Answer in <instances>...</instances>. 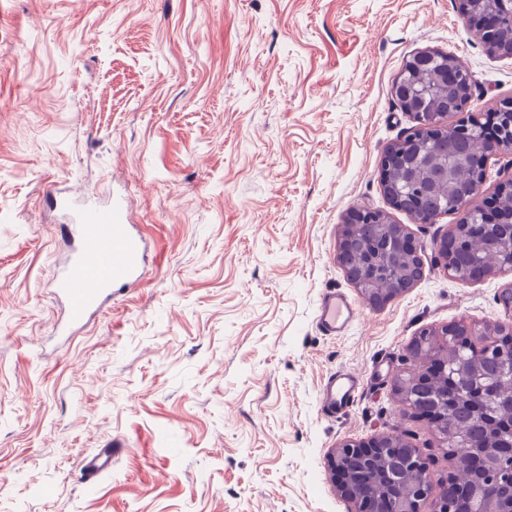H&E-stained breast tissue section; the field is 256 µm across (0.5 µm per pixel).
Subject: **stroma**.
<instances>
[{
	"label": "stroma",
	"instance_id": "stroma-1",
	"mask_svg": "<svg viewBox=\"0 0 512 512\" xmlns=\"http://www.w3.org/2000/svg\"><path fill=\"white\" fill-rule=\"evenodd\" d=\"M425 50L472 74L468 111L512 100V58L457 0H0V512H348L331 450L380 433L447 480L392 380L422 330L507 319L512 274L449 278L434 241L459 214L421 224L381 190L415 124L393 82ZM61 182L126 197L148 246L140 286L64 340ZM360 205L422 247L380 309L336 260ZM329 289L359 312L339 336L317 322ZM347 370L362 389L327 417ZM394 146H392L387 153L384 154L382 162H381V174H380V181H381V188L382 192L383 190H387L385 197L389 201V203L397 209L399 206V203L401 201V196L399 191L391 185V179L390 174L392 171L393 166L401 160L403 157H401L397 153V149ZM361 379L356 372L336 373L326 379L322 391L321 408L324 414L336 417L346 410L361 387Z\"/></svg>",
	"mask_w": 512,
	"mask_h": 512
}]
</instances>
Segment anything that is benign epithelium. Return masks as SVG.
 <instances>
[{"label": "benign epithelium", "mask_w": 512, "mask_h": 512, "mask_svg": "<svg viewBox=\"0 0 512 512\" xmlns=\"http://www.w3.org/2000/svg\"><path fill=\"white\" fill-rule=\"evenodd\" d=\"M493 0H459V12L466 24L480 30L487 52L491 55L512 58V33L504 34L498 12L492 8ZM433 52L426 51L415 55L411 66L405 70L394 87V94L401 108L411 113L416 126L408 136L413 146L416 160L406 164L409 179L418 178L424 166L419 158L428 159L431 166H444V163L430 155V142L448 131L466 132L469 128H480L484 134L479 138L477 155L488 156L508 151L512 153V102H504L490 112V120L496 122L497 132L489 137L487 126L474 120L460 121V127L447 124L446 114L429 109L428 98L408 79L407 74L423 64ZM401 160L397 150L391 148L381 162V188L393 207L401 201L399 191L391 185L390 174L393 166ZM486 181V168L478 170L471 192L457 207L461 213L460 223L435 242L439 260L448 276L458 280L478 281L496 272L508 271L500 263L487 265L481 269L462 272L454 262V255L448 252V240L459 237L461 230L471 226V216L478 214L480 228L500 229L495 248L512 255V215L505 218L499 206L498 195L482 201L483 186ZM363 224H378L383 229V243H366L357 235ZM359 249L369 256L378 273L394 277L393 288L382 291L373 286V278L363 268L344 267L348 280L357 288L367 305L373 309L384 307L415 285L412 279L397 276L399 257L403 253L419 255L410 233L403 224H388L384 213L368 207H354L345 217L344 230L337 248V261L343 263L344 255ZM431 337V347L424 349L412 343L411 350L423 357V365L411 372L394 378L392 392L399 405L410 409L435 427L439 442L446 444L453 436L450 426L451 415L438 412L436 401L441 394L426 389V380H435L444 373L448 364V348H495L512 353V318L491 330L464 322L429 328L421 332ZM459 378L467 382L483 375L480 363L462 360L457 364ZM486 390L497 395L500 407L512 417V393H499L498 381L488 380ZM332 462L340 474V491L350 503L349 512H421V504L433 500V512H454L445 497L446 485L435 486L428 477L427 468L420 450L394 434H378L366 440H345L336 445L331 455ZM410 469L417 477L410 493L401 490L399 474L402 469ZM455 468L468 484L472 500L480 503L481 512H512V462L501 463L492 443L473 446L466 453L455 458Z\"/></svg>", "instance_id": "obj_1"}]
</instances>
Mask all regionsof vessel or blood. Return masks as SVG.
<instances>
[{
	"mask_svg": "<svg viewBox=\"0 0 512 512\" xmlns=\"http://www.w3.org/2000/svg\"><path fill=\"white\" fill-rule=\"evenodd\" d=\"M68 222L66 262L51 285L54 298L65 307L67 327L84 324L99 313L114 294L129 291L142 280L148 261L145 239L128 222L124 198L103 203L71 198L69 189L52 193ZM354 315L350 302L336 291L321 299L318 323L330 335L340 334ZM361 387L356 372L330 375L322 391V411L333 417L346 410Z\"/></svg>",
	"mask_w": 512,
	"mask_h": 512,
	"instance_id": "vessel-or-blood-1",
	"label": "vessel or blood"
}]
</instances>
